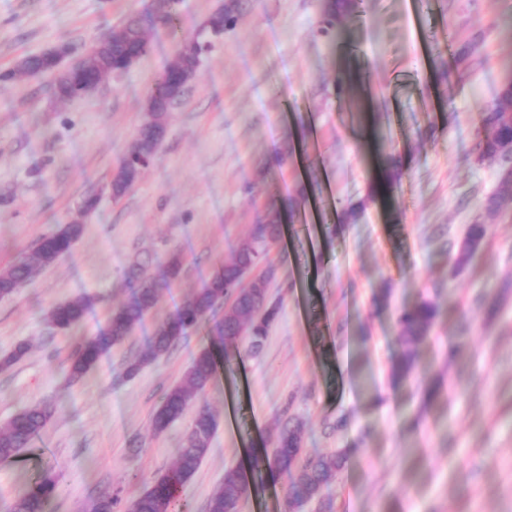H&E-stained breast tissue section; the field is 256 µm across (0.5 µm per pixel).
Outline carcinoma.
<instances>
[{
  "label": "carcinoma",
  "mask_w": 512,
  "mask_h": 512,
  "mask_svg": "<svg viewBox=\"0 0 512 512\" xmlns=\"http://www.w3.org/2000/svg\"><path fill=\"white\" fill-rule=\"evenodd\" d=\"M356 0H334L332 10L321 21V31L332 34L336 22L354 11ZM234 21L231 10L222 6L204 21L207 26H224ZM199 32L184 36L177 45L175 58L169 65L176 71L190 59L189 49ZM103 44L114 46L108 54L100 49ZM150 30L141 27L135 14L128 15L105 37L94 41L77 61L78 70L91 77H99L104 71L112 72L121 65L124 54L133 51L139 55L150 51ZM32 76L55 75L56 66L41 54L22 58L18 64L0 74V81L10 82L19 78V71ZM166 83L160 78L146 95L144 111L146 117L137 135L147 148L158 149L160 141L154 131L168 124L169 110L157 106L161 87ZM485 128L481 143L482 153L493 154L499 142L512 138V122L504 119L499 103L486 108L483 119ZM83 233L81 224H60L51 233L40 237L30 254L14 264L0 270V299L12 297L18 288L33 281L45 268L68 254ZM282 234L280 211L275 206L267 208L257 223L251 225L246 238L241 240L230 258L218 267L202 288L187 298L172 315L155 322L145 348L133 359L126 361L122 370L132 379L144 368L167 355L179 342L203 323L213 321L210 332L218 345L201 348L186 368L181 380L170 387L153 415V429L164 432L172 423L195 404L196 397L214 381L218 371L219 354L224 351H240L242 337H250L249 352H257L266 338L269 327L278 315V307L269 302V278L260 277L252 288L244 293L230 308H224V290L240 283L244 275L252 271L266 257L270 245ZM184 259L180 252L169 253L158 274H151L145 264L135 261L124 272V287L128 298L110 309L106 326L95 336L81 334V327L91 310V301L78 297L53 305L48 313V322L58 331L73 340L68 359L70 379L79 381L96 366L101 355L112 347L122 345L146 316L155 308L159 292L179 279L183 273ZM434 305L423 302L403 311L397 321L400 331L398 341L402 347L398 363L404 376L416 370L415 347L429 333L436 318ZM29 345L19 343L0 356V371L11 369L28 353ZM53 415V406L37 402L25 407L0 427V462L18 457L30 447L33 440L46 428ZM219 426V416L206 406L200 407L187 431L175 463L158 474L133 499H126L117 491L105 498H98L88 506V512H176L177 493L199 469L210 450L212 438ZM302 425L286 422L281 425L275 446L263 459L264 467L271 475H296L288 488V500L298 505L302 502L322 498L335 480L341 461L334 455L310 456L300 461ZM249 488L245 474L237 466L224 472L222 484L212 493L207 512H231ZM57 478L46 473L28 485L13 503L14 512H47L50 501L58 494Z\"/></svg>",
  "instance_id": "cac0c4a2"
}]
</instances>
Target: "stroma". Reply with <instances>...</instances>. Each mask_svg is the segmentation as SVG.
<instances>
[{"instance_id": "1", "label": "stroma", "mask_w": 512, "mask_h": 512, "mask_svg": "<svg viewBox=\"0 0 512 512\" xmlns=\"http://www.w3.org/2000/svg\"><path fill=\"white\" fill-rule=\"evenodd\" d=\"M237 20L214 41L170 111L156 159L120 200L108 184L145 114L150 86L174 57L165 27L135 66L68 102L51 77L0 82V269L57 225L82 218L70 253L0 300V354L30 350L0 372V425L34 401L54 415L30 448L0 462V512L43 473L57 476L49 512L129 497L174 461L192 413L161 434L152 415L207 329L136 377L123 362L229 258L269 204L285 233L269 247L279 312L259 354L225 362L198 405L219 424L179 490L206 512L226 468L251 471L280 420L303 422L308 455L344 452L324 492L333 512H512V199L484 214L496 166L478 162L483 109L512 80V0H361L333 36L330 0H231ZM149 0H0V71L68 45L80 56ZM400 179L384 184L389 160ZM98 196L96 209L81 204ZM486 234L458 265L471 225ZM185 257L184 273L123 344L71 382L68 335L46 313L87 297L88 335L123 301L135 260ZM430 302L438 314L398 377L397 318ZM465 346L447 356L457 339ZM437 387L425 398L426 384ZM139 449H132V439ZM287 477H269L237 512H286ZM323 499L297 512H323Z\"/></svg>"}]
</instances>
